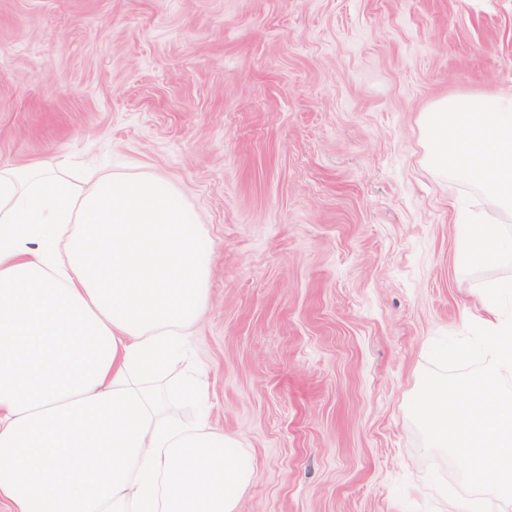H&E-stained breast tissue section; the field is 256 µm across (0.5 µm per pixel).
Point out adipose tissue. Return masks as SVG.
I'll list each match as a JSON object with an SVG mask.
<instances>
[{
	"label": "adipose tissue",
	"mask_w": 512,
	"mask_h": 512,
	"mask_svg": "<svg viewBox=\"0 0 512 512\" xmlns=\"http://www.w3.org/2000/svg\"><path fill=\"white\" fill-rule=\"evenodd\" d=\"M425 160L489 199L457 218L455 271L512 262V95L421 116ZM70 156L0 168V500L10 512H240L255 466L210 425L202 375L169 381L209 300L211 247L153 176L76 189ZM197 406L189 425L165 411Z\"/></svg>",
	"instance_id": "obj_1"
}]
</instances>
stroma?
Returning <instances> with one entry per match:
<instances>
[{"mask_svg": "<svg viewBox=\"0 0 512 512\" xmlns=\"http://www.w3.org/2000/svg\"><path fill=\"white\" fill-rule=\"evenodd\" d=\"M512 93V0H0V166L72 155L183 194L212 245L184 366L255 461L240 512H442L409 403L484 317L476 188L422 112ZM455 223V271L459 278L466 279L477 267L512 262V238L504 236L502 224L496 219L463 216Z\"/></svg>", "mask_w": 512, "mask_h": 512, "instance_id": "1", "label": "stroma"}]
</instances>
